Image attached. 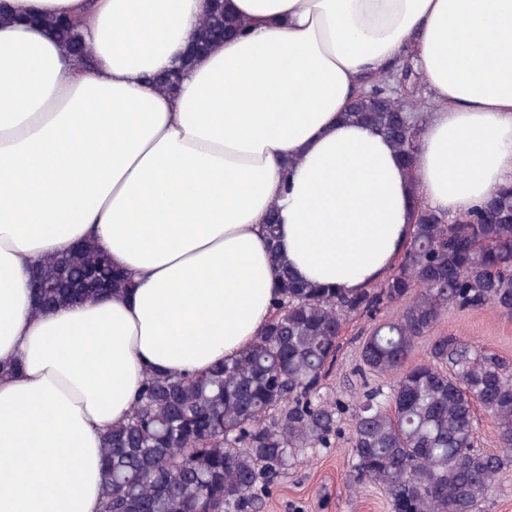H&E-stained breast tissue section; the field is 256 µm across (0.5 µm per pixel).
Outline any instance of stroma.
<instances>
[{
	"label": "stroma",
	"instance_id": "obj_1",
	"mask_svg": "<svg viewBox=\"0 0 512 512\" xmlns=\"http://www.w3.org/2000/svg\"><path fill=\"white\" fill-rule=\"evenodd\" d=\"M371 328L372 323L366 318H356L347 324L336 369L323 380L321 395L354 403L361 382L356 372L359 352ZM434 333L461 336L512 362V317L494 310L448 312ZM351 434L352 422L343 418L341 432L330 447L298 452L270 487L261 512H390L379 489L357 481L349 448Z\"/></svg>",
	"mask_w": 512,
	"mask_h": 512
}]
</instances>
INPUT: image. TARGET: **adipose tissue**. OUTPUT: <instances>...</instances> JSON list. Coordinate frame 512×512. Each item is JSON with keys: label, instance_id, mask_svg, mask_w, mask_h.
Segmentation results:
<instances>
[{"label": "adipose tissue", "instance_id": "1", "mask_svg": "<svg viewBox=\"0 0 512 512\" xmlns=\"http://www.w3.org/2000/svg\"><path fill=\"white\" fill-rule=\"evenodd\" d=\"M209 0H0V512H100L103 437L147 371L202 372L268 321L290 271L357 290L409 238L411 200L467 214L512 185V0H224L245 36L175 69ZM33 14L82 17L92 62ZM411 55L434 108L417 183L344 120ZM94 240L126 293L36 312L29 270Z\"/></svg>", "mask_w": 512, "mask_h": 512}]
</instances>
